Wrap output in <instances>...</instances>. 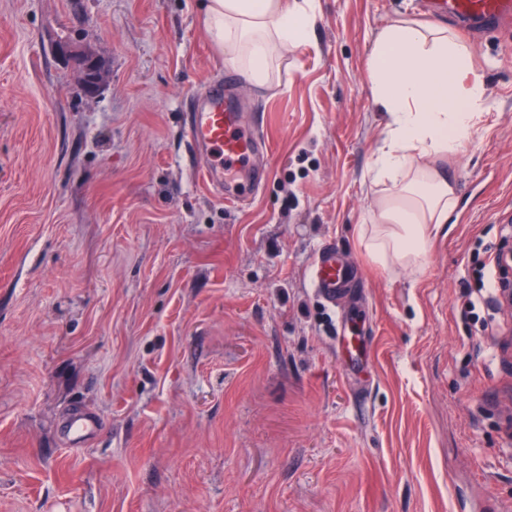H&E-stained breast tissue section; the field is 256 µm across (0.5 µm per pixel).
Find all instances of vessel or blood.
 Returning a JSON list of instances; mask_svg holds the SVG:
<instances>
[{
	"label": "vessel or blood",
	"instance_id": "obj_1",
	"mask_svg": "<svg viewBox=\"0 0 512 512\" xmlns=\"http://www.w3.org/2000/svg\"><path fill=\"white\" fill-rule=\"evenodd\" d=\"M437 11L476 29L481 23L512 22V0H432ZM239 82L236 73L225 72L223 79L206 84L192 97L187 125L190 143L210 155L200 173L205 184L216 190L225 202L242 203L240 182L229 170L249 166L263 159L267 146L251 125L234 95ZM352 270L336 255L335 244L326 245L318 254L311 281L316 295L332 304L342 298L351 282Z\"/></svg>",
	"mask_w": 512,
	"mask_h": 512
}]
</instances>
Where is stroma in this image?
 Wrapping results in <instances>:
<instances>
[{
    "mask_svg": "<svg viewBox=\"0 0 512 512\" xmlns=\"http://www.w3.org/2000/svg\"><path fill=\"white\" fill-rule=\"evenodd\" d=\"M422 3L315 0L271 87H237L270 157L228 206L186 137L227 67L201 0H0V512H512V348L479 281L512 221V29L448 22L487 102L423 266L358 240L369 52ZM61 41L102 60L99 93ZM330 241L359 272L354 379L310 280ZM80 411L102 432L72 440Z\"/></svg>",
    "mask_w": 512,
    "mask_h": 512,
    "instance_id": "stroma-1",
    "label": "stroma"
}]
</instances>
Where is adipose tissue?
Returning a JSON list of instances; mask_svg holds the SVG:
<instances>
[{
    "label": "adipose tissue",
    "instance_id": "1",
    "mask_svg": "<svg viewBox=\"0 0 512 512\" xmlns=\"http://www.w3.org/2000/svg\"><path fill=\"white\" fill-rule=\"evenodd\" d=\"M314 13L315 0H204L209 36L259 86L270 84L275 57L308 39ZM370 76L387 125L365 175L372 199L359 242L381 268H417L458 206L446 162L469 142L486 87L469 47L444 23L401 20L383 28L370 51Z\"/></svg>",
    "mask_w": 512,
    "mask_h": 512
}]
</instances>
